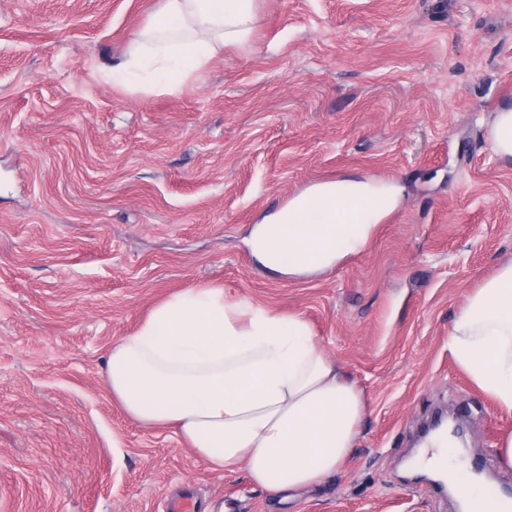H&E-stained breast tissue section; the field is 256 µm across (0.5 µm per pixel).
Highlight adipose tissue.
Wrapping results in <instances>:
<instances>
[{
	"instance_id": "1",
	"label": "adipose tissue",
	"mask_w": 512,
	"mask_h": 512,
	"mask_svg": "<svg viewBox=\"0 0 512 512\" xmlns=\"http://www.w3.org/2000/svg\"><path fill=\"white\" fill-rule=\"evenodd\" d=\"M256 0H160L113 85L177 90L224 47L253 32ZM401 186L353 177L313 185L258 224L249 239L266 266L291 276L338 266L365 250ZM448 347L472 382L512 412V260L470 292ZM107 390L143 426L174 428L217 470L244 465L273 493L319 483L355 446L362 390L316 343L306 321L220 288H188L155 306L110 348ZM426 465L467 482L463 512H483L482 481L449 441Z\"/></svg>"
}]
</instances>
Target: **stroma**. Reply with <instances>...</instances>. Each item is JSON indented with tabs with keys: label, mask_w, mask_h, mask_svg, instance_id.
<instances>
[{
	"label": "stroma",
	"mask_w": 512,
	"mask_h": 512,
	"mask_svg": "<svg viewBox=\"0 0 512 512\" xmlns=\"http://www.w3.org/2000/svg\"><path fill=\"white\" fill-rule=\"evenodd\" d=\"M160 0H0V512H458L405 459L463 409L478 470L512 414L448 350L466 295L512 258V0H258L251 38L170 93L107 70ZM344 174L402 184L364 252L262 267L253 224ZM309 324L363 390L338 473L273 494L213 470L105 386L112 343L186 288ZM493 150L503 158L512 156V110L496 112L491 125Z\"/></svg>",
	"instance_id": "obj_1"
}]
</instances>
